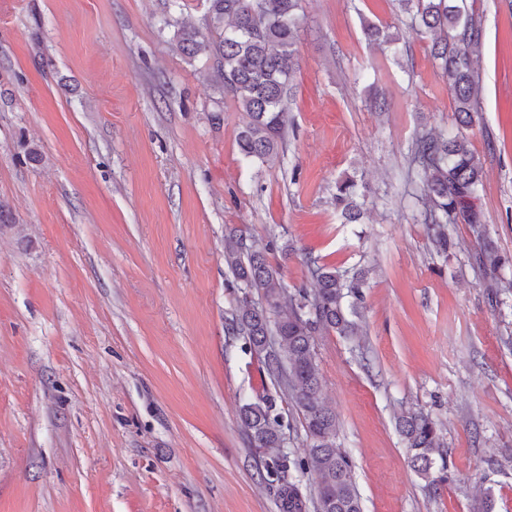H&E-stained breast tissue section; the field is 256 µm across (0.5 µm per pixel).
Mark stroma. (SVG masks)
<instances>
[{"label":"stroma","mask_w":512,"mask_h":512,"mask_svg":"<svg viewBox=\"0 0 512 512\" xmlns=\"http://www.w3.org/2000/svg\"><path fill=\"white\" fill-rule=\"evenodd\" d=\"M0 0V512H277L239 419L276 394L263 355L228 335L224 230L274 252L288 289L304 263L365 269L361 335L318 337L363 512H512V291L491 299L465 222L438 254L409 149L454 132V101L397 0H303L282 149L249 163L248 120L177 26L205 0ZM481 20L484 167L477 205L512 256V0ZM399 28V51L362 24ZM388 111L370 108L371 92ZM370 188L362 223L331 203ZM429 414L448 450L438 488L396 429ZM361 187L353 177H346L336 185L334 200L344 224H358L363 218V203L358 201L364 196Z\"/></svg>","instance_id":"obj_1"}]
</instances>
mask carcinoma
<instances>
[{
	"label": "carcinoma",
	"instance_id": "cac0c4a2",
	"mask_svg": "<svg viewBox=\"0 0 512 512\" xmlns=\"http://www.w3.org/2000/svg\"><path fill=\"white\" fill-rule=\"evenodd\" d=\"M210 35L183 26L177 30L180 50L190 58L212 62L215 81L232 94L249 121L238 136L241 155L249 162L266 163L278 154L288 126L287 102L299 67L296 55L302 0H207ZM412 22L432 36L431 54L438 62L455 102L457 132L452 136L430 133L412 141L409 162L417 170L421 196L426 200L423 223L435 248L451 246L448 225L463 218L480 241L474 262L485 287L498 295L512 288L505 270L512 259L488 240L475 201L483 167L470 148L466 130L480 112L474 59L479 55L480 22L469 14L464 0H399ZM365 37L377 44L396 45L400 33L374 23L363 24ZM361 185L347 177L336 185V209L346 224L363 218ZM224 264L232 275L228 287L241 293L229 322L228 334L239 336L256 353L266 352L269 338H280L277 354L265 359L281 395L300 410L306 445L300 454L275 453L264 460L261 480L272 488L278 512H362L352 463L337 447L338 423L321 398L316 336L334 332L355 336L363 300L361 273L306 259L312 288L287 292L280 266L266 253L252 249L246 232L227 229ZM258 296L254 301L252 296ZM240 419L255 448L285 447V425L274 396L246 401ZM415 471L429 483L433 472L448 470L442 431L422 413L397 418ZM314 474V497L303 494L296 474Z\"/></svg>",
	"mask_w": 512,
	"mask_h": 512
}]
</instances>
